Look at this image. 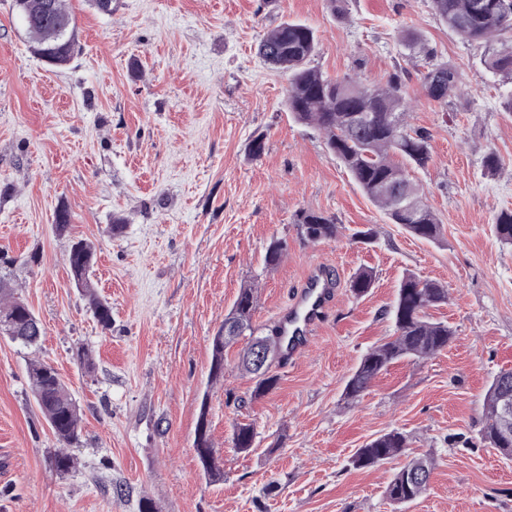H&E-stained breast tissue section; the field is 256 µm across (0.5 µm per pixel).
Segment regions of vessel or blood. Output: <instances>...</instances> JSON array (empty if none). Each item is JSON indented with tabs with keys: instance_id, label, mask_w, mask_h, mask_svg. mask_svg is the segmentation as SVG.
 Listing matches in <instances>:
<instances>
[{
	"instance_id": "vessel-or-blood-1",
	"label": "vessel or blood",
	"mask_w": 512,
	"mask_h": 512,
	"mask_svg": "<svg viewBox=\"0 0 512 512\" xmlns=\"http://www.w3.org/2000/svg\"><path fill=\"white\" fill-rule=\"evenodd\" d=\"M335 284L320 269H313L292 304L280 318L284 357L296 359L307 347L312 329L321 321L334 299Z\"/></svg>"
}]
</instances>
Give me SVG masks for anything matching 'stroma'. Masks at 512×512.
Segmentation results:
<instances>
[{"label":"stroma","instance_id":"1","mask_svg":"<svg viewBox=\"0 0 512 512\" xmlns=\"http://www.w3.org/2000/svg\"><path fill=\"white\" fill-rule=\"evenodd\" d=\"M68 3L77 47L56 68L32 53L13 0H0V276L45 329L33 348L0 338V512H138L144 496L158 512H394L384 491L402 459L351 462L392 429L408 435V455L435 461L427 494L404 512H512V457L481 439L479 399L512 369V247L494 229L512 211V81L485 67L484 45L448 29L430 0H112L108 13ZM284 21L315 29L312 64L324 74L401 82L411 126L431 136L412 176L441 222L437 241L389 223L323 136L292 120L287 76L257 54ZM407 34L454 68L447 102L425 95ZM490 152L494 176L482 166ZM302 210L334 216L336 239L307 241ZM369 227L372 243L354 240ZM274 238L286 251L270 271ZM77 239L95 247L91 280L111 328L71 280ZM315 265L334 277L336 301L303 356L275 364V388L253 397L239 342L210 383L211 338L240 288L254 283L253 322L269 336ZM361 268L375 283L358 297L349 279ZM407 272L447 286V304L428 315L455 335L346 405L360 358L392 334L384 311ZM79 347L93 369L77 362ZM34 359L75 399L78 443L61 446L37 406ZM203 409L220 482L193 447ZM240 423L255 431L248 453L233 446ZM60 448L75 462L66 474L52 464Z\"/></svg>","mask_w":512,"mask_h":512}]
</instances>
